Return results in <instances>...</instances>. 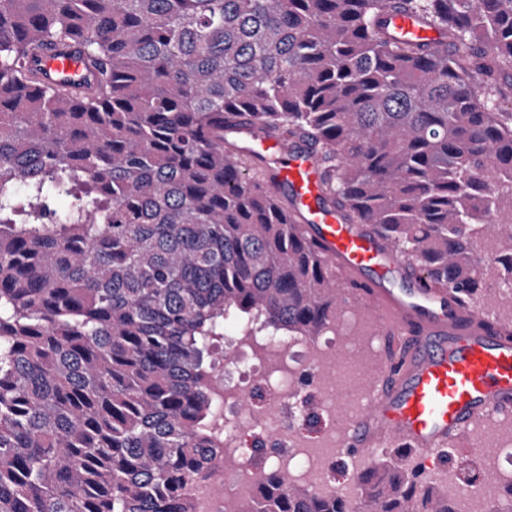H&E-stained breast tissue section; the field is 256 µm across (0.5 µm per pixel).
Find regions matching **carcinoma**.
Masks as SVG:
<instances>
[{
    "label": "carcinoma",
    "mask_w": 512,
    "mask_h": 512,
    "mask_svg": "<svg viewBox=\"0 0 512 512\" xmlns=\"http://www.w3.org/2000/svg\"><path fill=\"white\" fill-rule=\"evenodd\" d=\"M394 5L442 40L391 37ZM56 48L86 90L30 67ZM511 94L512 0H0V512H190L225 326L352 309L290 194L224 148L240 114L461 305L511 289L512 328ZM412 461L351 501L275 472L241 512H454Z\"/></svg>",
    "instance_id": "cac0c4a2"
}]
</instances>
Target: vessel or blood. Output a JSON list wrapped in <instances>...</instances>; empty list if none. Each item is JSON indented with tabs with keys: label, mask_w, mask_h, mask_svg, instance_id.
<instances>
[{
	"label": "vessel or blood",
	"mask_w": 512,
	"mask_h": 512,
	"mask_svg": "<svg viewBox=\"0 0 512 512\" xmlns=\"http://www.w3.org/2000/svg\"><path fill=\"white\" fill-rule=\"evenodd\" d=\"M386 22L397 34L428 44L438 40L405 13H390ZM36 66L77 84L86 77L81 58L56 50L38 56ZM235 134L244 152L270 161L271 190L291 189L292 216L306 225L312 246L353 283V299L377 327L379 368L370 401L360 414L338 421L345 448L364 463L390 446L435 457L470 426L511 419L512 330L431 287L369 225L346 223L323 205L322 173L310 148L281 144L254 121Z\"/></svg>",
	"instance_id": "b4317fda"
}]
</instances>
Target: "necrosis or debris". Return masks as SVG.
Returning <instances> with one entry per match:
<instances>
[{
    "label": "necrosis or debris",
    "instance_id": "necrosis-or-debris-1",
    "mask_svg": "<svg viewBox=\"0 0 512 512\" xmlns=\"http://www.w3.org/2000/svg\"><path fill=\"white\" fill-rule=\"evenodd\" d=\"M361 323L347 314L340 326L302 336L255 323L236 333L229 354L211 375L215 403L212 449L186 493L191 512H240L242 497L261 488L270 472L323 496L352 497L350 472H337L341 437L337 411L355 416L368 403V363L373 337H359ZM493 481L448 486L465 512H488L503 487L512 484V425L493 424L472 437ZM237 458L224 467L225 455Z\"/></svg>",
    "mask_w": 512,
    "mask_h": 512
}]
</instances>
